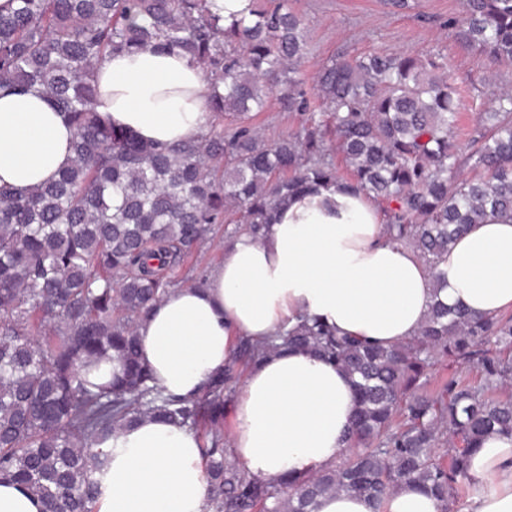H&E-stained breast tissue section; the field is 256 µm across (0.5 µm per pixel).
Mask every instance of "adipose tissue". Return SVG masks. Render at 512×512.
<instances>
[{"mask_svg": "<svg viewBox=\"0 0 512 512\" xmlns=\"http://www.w3.org/2000/svg\"><path fill=\"white\" fill-rule=\"evenodd\" d=\"M100 116L141 140L197 139L212 115L201 70L177 52L112 57L98 72ZM73 130L33 93L0 96V185L56 178ZM435 289L413 250L388 240L363 193L336 183L295 195L262 239L225 241L203 286L176 289L139 326L140 357L166 392L197 395L233 360L241 338L266 341L303 315L390 346L416 336L434 299L477 315L512 309V214L487 215L457 238ZM354 408L351 377L306 350L249 367L232 401L230 457L256 479L280 480L337 461ZM98 512H202L206 478L195 431L145 418L113 435ZM466 512H512V440L486 436L469 459ZM417 485L377 512H443Z\"/></svg>", "mask_w": 512, "mask_h": 512, "instance_id": "obj_1", "label": "adipose tissue"}]
</instances>
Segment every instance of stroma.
<instances>
[{
    "label": "stroma",
    "mask_w": 512,
    "mask_h": 512,
    "mask_svg": "<svg viewBox=\"0 0 512 512\" xmlns=\"http://www.w3.org/2000/svg\"><path fill=\"white\" fill-rule=\"evenodd\" d=\"M307 24L308 48L302 63L313 78L337 52L359 56L369 52L392 54L441 53L464 87L462 127L474 124L485 102L512 92V66L480 67L473 53L448 28V17L461 13L463 0H407L394 8L389 0H290Z\"/></svg>",
    "instance_id": "1"
}]
</instances>
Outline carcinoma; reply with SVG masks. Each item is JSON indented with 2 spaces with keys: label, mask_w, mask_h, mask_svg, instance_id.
<instances>
[{
  "label": "carcinoma",
  "mask_w": 512,
  "mask_h": 512,
  "mask_svg": "<svg viewBox=\"0 0 512 512\" xmlns=\"http://www.w3.org/2000/svg\"><path fill=\"white\" fill-rule=\"evenodd\" d=\"M208 2L15 0L0 12V90L41 94L74 131L57 178L0 187V480L43 512H98L97 444L152 418L199 435L204 512H314L325 495L378 502L406 483L452 512L473 449L493 433L512 439V314L437 300L418 335L391 346L303 319L240 342L238 360L191 398L164 394L137 329L213 225L259 240L282 202L338 181L371 198L385 234L447 287L438 263L457 238L489 210L512 214V95L463 132L462 88L432 57L337 54L309 86L307 30L288 0H252L250 18L228 26ZM448 26L482 66L512 64V0H465ZM147 48L178 50L203 71L213 120L200 138L149 144L100 118L97 68ZM273 98L301 121L267 142L252 120ZM293 349L353 379L348 454L261 482L229 461L224 393L244 365ZM112 358L120 370L107 383L85 378Z\"/></svg>",
  "instance_id": "obj_1"
}]
</instances>
